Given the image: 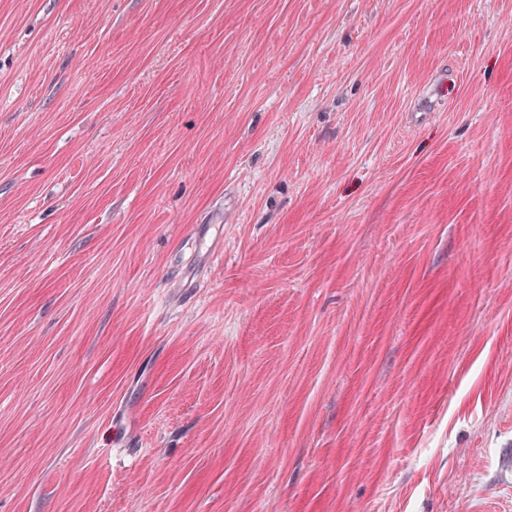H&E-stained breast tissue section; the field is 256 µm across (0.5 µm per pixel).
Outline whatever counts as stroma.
<instances>
[{"label":"stroma","mask_w":512,"mask_h":512,"mask_svg":"<svg viewBox=\"0 0 512 512\" xmlns=\"http://www.w3.org/2000/svg\"><path fill=\"white\" fill-rule=\"evenodd\" d=\"M482 503L512 0H0V512ZM448 82H452L456 85L460 82L459 74H441L432 84L431 88L421 94L416 100L410 116V123L414 125L420 123L427 112H434L439 106L440 102L448 94Z\"/></svg>","instance_id":"obj_1"}]
</instances>
